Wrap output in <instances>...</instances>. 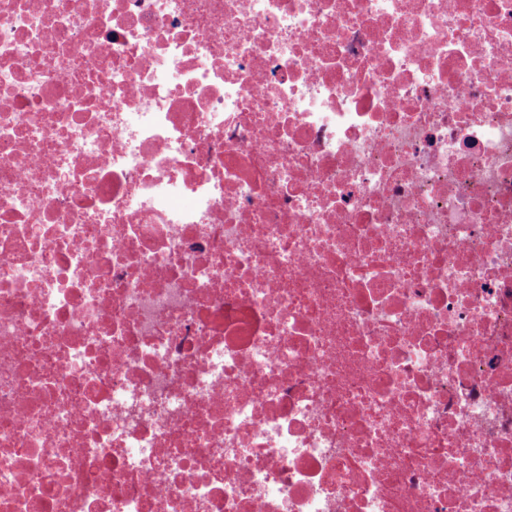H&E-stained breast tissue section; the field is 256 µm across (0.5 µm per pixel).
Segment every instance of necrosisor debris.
Instances as JSON below:
<instances>
[{"label": "necrosis or debris", "mask_w": 512, "mask_h": 512, "mask_svg": "<svg viewBox=\"0 0 512 512\" xmlns=\"http://www.w3.org/2000/svg\"><path fill=\"white\" fill-rule=\"evenodd\" d=\"M0 512H512V0H0Z\"/></svg>", "instance_id": "necrosis-or-debris-1"}]
</instances>
